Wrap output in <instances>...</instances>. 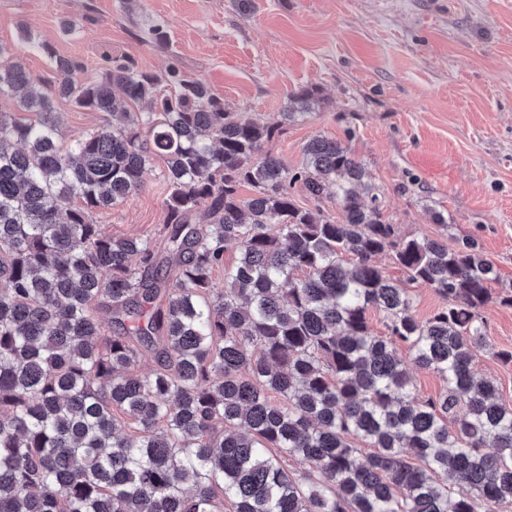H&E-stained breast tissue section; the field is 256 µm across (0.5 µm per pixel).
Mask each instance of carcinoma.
Listing matches in <instances>:
<instances>
[{"instance_id": "carcinoma-1", "label": "carcinoma", "mask_w": 512, "mask_h": 512, "mask_svg": "<svg viewBox=\"0 0 512 512\" xmlns=\"http://www.w3.org/2000/svg\"><path fill=\"white\" fill-rule=\"evenodd\" d=\"M21 39L49 74L0 46V97L38 115L0 112V512H507L512 406L472 362L482 350L512 362L482 315L512 306V285L477 240L448 248L443 212L445 234L399 235L336 139L309 140L299 169L265 151L315 109L313 89L260 121L176 68L114 58L87 76ZM163 83L175 94L159 96ZM59 100L102 126L63 141ZM156 159L161 252L93 221ZM297 184L315 207L296 203ZM329 187L334 214L320 205ZM381 254L442 307L419 319ZM104 311L119 333L105 335ZM402 347L445 391L414 392ZM289 457L308 469L288 471Z\"/></svg>"}]
</instances>
